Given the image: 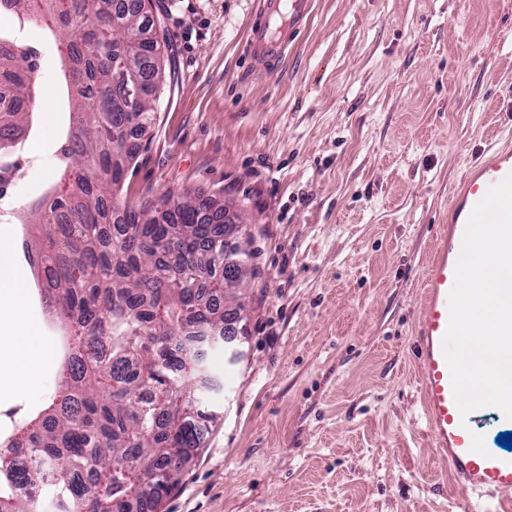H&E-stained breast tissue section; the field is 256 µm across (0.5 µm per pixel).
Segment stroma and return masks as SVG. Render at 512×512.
Segmentation results:
<instances>
[{"label":"stroma","mask_w":512,"mask_h":512,"mask_svg":"<svg viewBox=\"0 0 512 512\" xmlns=\"http://www.w3.org/2000/svg\"><path fill=\"white\" fill-rule=\"evenodd\" d=\"M254 0H163L171 78L123 192L233 201L262 271L235 364L211 371L220 419L159 512H463L432 456L411 345L448 203L476 153L512 133V0H315L271 72L244 54ZM39 112L8 194L23 210L59 184L69 125L60 57L27 24ZM0 222L45 347L0 412L41 410L63 342L41 277Z\"/></svg>","instance_id":"stroma-1"}]
</instances>
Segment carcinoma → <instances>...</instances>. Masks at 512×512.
<instances>
[{
	"instance_id": "cac0c4a2",
	"label": "carcinoma",
	"mask_w": 512,
	"mask_h": 512,
	"mask_svg": "<svg viewBox=\"0 0 512 512\" xmlns=\"http://www.w3.org/2000/svg\"><path fill=\"white\" fill-rule=\"evenodd\" d=\"M113 0H0L19 24L41 21L67 50L70 123L61 156L70 187L23 222L51 244L28 250L43 270V307L69 327L68 353L47 408L0 430V512H155L201 447L215 415L196 379L209 343L234 335L261 277L253 251L224 252V207L184 191L153 208L120 197L142 151L165 67L149 23ZM0 28V196L36 121L42 90L30 53Z\"/></svg>"
}]
</instances>
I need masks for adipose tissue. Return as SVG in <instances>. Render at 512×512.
Segmentation results:
<instances>
[{"mask_svg": "<svg viewBox=\"0 0 512 512\" xmlns=\"http://www.w3.org/2000/svg\"><path fill=\"white\" fill-rule=\"evenodd\" d=\"M11 249L0 244V320L11 322V335L0 336V349L7 355L5 364L7 386L18 388L39 368L44 347L37 330L25 318L28 287L12 274Z\"/></svg>", "mask_w": 512, "mask_h": 512, "instance_id": "obj_1", "label": "adipose tissue"}]
</instances>
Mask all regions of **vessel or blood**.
<instances>
[{"instance_id":"obj_1","label":"vessel or blood","mask_w":512,"mask_h":512,"mask_svg":"<svg viewBox=\"0 0 512 512\" xmlns=\"http://www.w3.org/2000/svg\"><path fill=\"white\" fill-rule=\"evenodd\" d=\"M315 0H257V19L246 42L255 70L275 65L301 34ZM512 173V146L490 144L472 160L448 204L449 220L426 272L425 297L419 308L413 344L422 386L425 419L435 458L447 464L463 493L478 494L470 512H512V451L489 448L484 410L461 415L443 352L449 325V294L469 215L489 188Z\"/></svg>"}]
</instances>
